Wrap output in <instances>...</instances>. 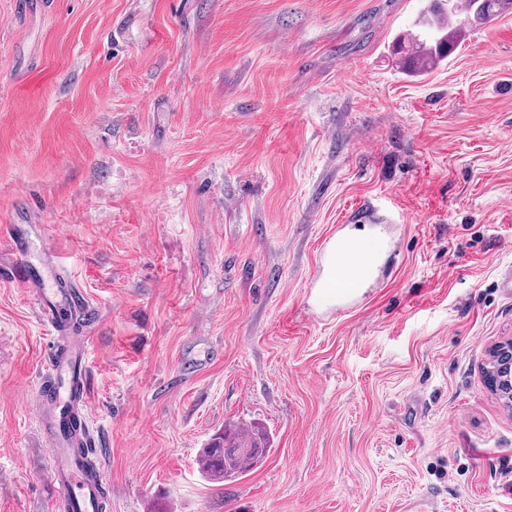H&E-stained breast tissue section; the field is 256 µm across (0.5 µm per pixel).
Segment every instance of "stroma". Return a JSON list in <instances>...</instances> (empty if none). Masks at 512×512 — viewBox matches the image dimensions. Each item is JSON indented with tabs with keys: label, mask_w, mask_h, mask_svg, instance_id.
Wrapping results in <instances>:
<instances>
[{
	"label": "stroma",
	"mask_w": 512,
	"mask_h": 512,
	"mask_svg": "<svg viewBox=\"0 0 512 512\" xmlns=\"http://www.w3.org/2000/svg\"><path fill=\"white\" fill-rule=\"evenodd\" d=\"M429 0H0V225L97 307L111 512H512V11L408 75ZM384 253L315 296L366 205ZM53 336L0 278V512H51L33 390ZM273 437L231 484L200 448Z\"/></svg>",
	"instance_id": "35a3bbf8"
}]
</instances>
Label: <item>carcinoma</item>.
<instances>
[{
    "label": "carcinoma",
    "instance_id": "cac0c4a2",
    "mask_svg": "<svg viewBox=\"0 0 512 512\" xmlns=\"http://www.w3.org/2000/svg\"><path fill=\"white\" fill-rule=\"evenodd\" d=\"M512 0H430L421 23L429 34L408 33L395 39L392 53L407 73H423L440 64L457 44L453 17L464 14L474 23L492 20ZM271 451V436L256 425H229L200 451L202 472L209 480L233 483L255 469Z\"/></svg>",
    "mask_w": 512,
    "mask_h": 512
}]
</instances>
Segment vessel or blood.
I'll return each mask as SVG.
<instances>
[{"label":"vessel or blood","instance_id":"1","mask_svg":"<svg viewBox=\"0 0 512 512\" xmlns=\"http://www.w3.org/2000/svg\"><path fill=\"white\" fill-rule=\"evenodd\" d=\"M10 242L17 256L10 274L32 288L39 318L54 334H61L77 317L94 321L97 311L79 291L51 287L50 276L29 262L26 241L14 236ZM363 277L359 267L346 265L337 268L335 278L321 273L313 282L321 288L336 285L342 288L343 298L351 300ZM46 368L35 392V410L40 431L52 449L49 475L58 492L55 512H106L107 473L102 464L90 460L95 436L81 418L89 394L83 357L66 356L54 344Z\"/></svg>","mask_w":512,"mask_h":512}]
</instances>
